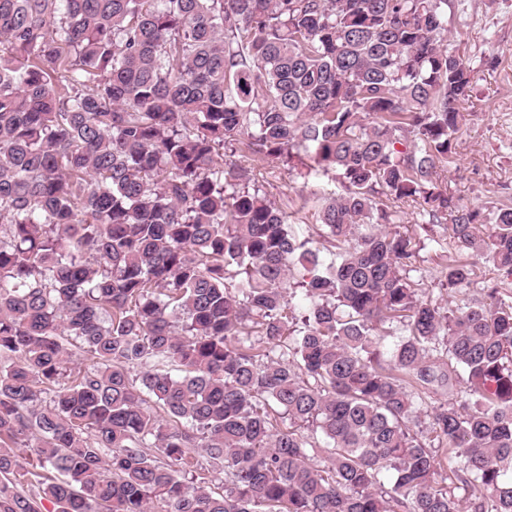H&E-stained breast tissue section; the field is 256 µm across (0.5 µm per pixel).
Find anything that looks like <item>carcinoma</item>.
I'll return each instance as SVG.
<instances>
[{
  "label": "carcinoma",
  "instance_id": "1",
  "mask_svg": "<svg viewBox=\"0 0 512 512\" xmlns=\"http://www.w3.org/2000/svg\"><path fill=\"white\" fill-rule=\"evenodd\" d=\"M452 6L0 0V512H512V205L439 183ZM255 156L319 184L316 237ZM420 268L422 269L421 272L411 273L414 288L417 289L420 295L432 297L439 302L442 300V304L453 300L452 294L448 293L446 289L440 291V284L445 281V271L441 266H437L430 261H421Z\"/></svg>",
  "mask_w": 512,
  "mask_h": 512
}]
</instances>
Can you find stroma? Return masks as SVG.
<instances>
[{"label": "stroma", "instance_id": "1", "mask_svg": "<svg viewBox=\"0 0 512 512\" xmlns=\"http://www.w3.org/2000/svg\"><path fill=\"white\" fill-rule=\"evenodd\" d=\"M453 23L474 69L471 96L461 110L457 154L440 170L443 185L471 207L512 198V0H465ZM253 186L285 205L304 188L302 178L264 159L251 163Z\"/></svg>", "mask_w": 512, "mask_h": 512}]
</instances>
